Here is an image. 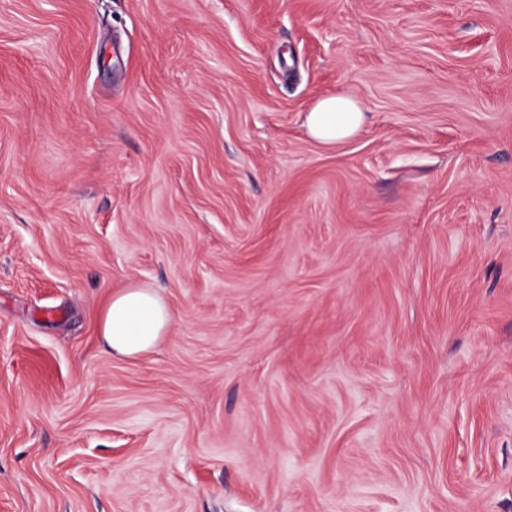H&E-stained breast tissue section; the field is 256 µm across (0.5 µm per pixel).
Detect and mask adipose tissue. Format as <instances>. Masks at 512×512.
I'll list each match as a JSON object with an SVG mask.
<instances>
[{
    "instance_id": "adipose-tissue-1",
    "label": "adipose tissue",
    "mask_w": 512,
    "mask_h": 512,
    "mask_svg": "<svg viewBox=\"0 0 512 512\" xmlns=\"http://www.w3.org/2000/svg\"><path fill=\"white\" fill-rule=\"evenodd\" d=\"M365 114L354 98L337 93L317 100L307 112L305 125L312 139L333 146L353 137ZM99 330L115 353L130 357L151 351L173 322L166 301L154 290L131 284L110 293L99 314Z\"/></svg>"
}]
</instances>
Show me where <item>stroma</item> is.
Wrapping results in <instances>:
<instances>
[{
	"label": "stroma",
	"mask_w": 512,
	"mask_h": 512,
	"mask_svg": "<svg viewBox=\"0 0 512 512\" xmlns=\"http://www.w3.org/2000/svg\"><path fill=\"white\" fill-rule=\"evenodd\" d=\"M0 512H512V0H0ZM365 113L358 101L336 93L317 100L307 112L305 125L312 139L335 146L353 137L362 127ZM98 320L107 346L119 355L130 357L151 351L168 333L173 315L153 288L130 284L109 294L99 310Z\"/></svg>",
	"instance_id": "stroma-1"
}]
</instances>
